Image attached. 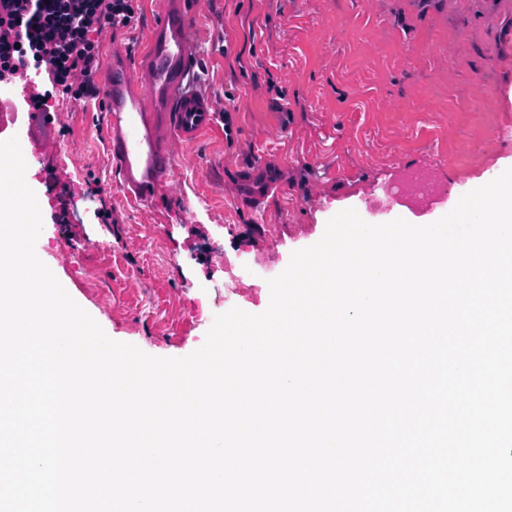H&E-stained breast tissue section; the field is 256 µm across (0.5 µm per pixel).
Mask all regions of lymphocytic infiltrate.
I'll return each instance as SVG.
<instances>
[{"mask_svg":"<svg viewBox=\"0 0 512 512\" xmlns=\"http://www.w3.org/2000/svg\"><path fill=\"white\" fill-rule=\"evenodd\" d=\"M140 12V0H0V82L26 71L49 85L30 105L57 92L85 101L96 92L103 33L129 27Z\"/></svg>","mask_w":512,"mask_h":512,"instance_id":"obj_1","label":"lymphocytic infiltrate"}]
</instances>
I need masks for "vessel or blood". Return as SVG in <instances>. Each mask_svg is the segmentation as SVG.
<instances>
[{
    "label": "vessel or blood",
    "instance_id": "vessel-or-blood-1",
    "mask_svg": "<svg viewBox=\"0 0 512 512\" xmlns=\"http://www.w3.org/2000/svg\"><path fill=\"white\" fill-rule=\"evenodd\" d=\"M197 14V0H159L136 53L113 52L100 77L107 154L123 197L137 206H156L165 196L175 167L173 139L195 140L217 121L211 98L197 88ZM23 118L26 142L57 150L56 113L33 108ZM236 185L237 206L256 214L284 189L277 169L263 162L240 168Z\"/></svg>",
    "mask_w": 512,
    "mask_h": 512
}]
</instances>
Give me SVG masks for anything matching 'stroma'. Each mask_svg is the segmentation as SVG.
Returning a JSON list of instances; mask_svg holds the SVG:
<instances>
[{"mask_svg":"<svg viewBox=\"0 0 512 512\" xmlns=\"http://www.w3.org/2000/svg\"><path fill=\"white\" fill-rule=\"evenodd\" d=\"M193 38L202 90L234 108L173 141L161 208L120 194L98 98H56L61 149L28 156L36 254L114 341L187 356L216 315L264 312L269 279L339 212L430 224L451 210L372 217L384 183L430 164L453 195L512 168V0H217ZM261 159L288 190L262 217L234 202L235 170ZM238 253L254 276L228 296Z\"/></svg>","mask_w":512,"mask_h":512,"instance_id":"obj_1","label":"stroma"}]
</instances>
